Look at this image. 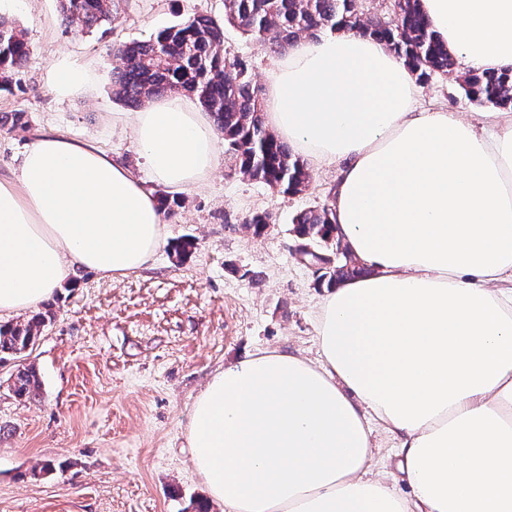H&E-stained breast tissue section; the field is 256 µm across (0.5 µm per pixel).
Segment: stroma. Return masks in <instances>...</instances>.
I'll list each match as a JSON object with an SVG mask.
<instances>
[{"instance_id":"obj_1","label":"stroma","mask_w":512,"mask_h":512,"mask_svg":"<svg viewBox=\"0 0 512 512\" xmlns=\"http://www.w3.org/2000/svg\"><path fill=\"white\" fill-rule=\"evenodd\" d=\"M197 14L223 20L224 0H121L111 22L92 28L65 26L57 0H0V15L24 29L30 49L0 84V114L26 118L0 126V176L44 134L93 143L145 176L138 147L112 122L134 109L112 95L110 52ZM224 47L248 61L253 84L265 90L280 49L229 26ZM63 60L90 70L93 83L58 93L51 73ZM420 105L481 121V107L461 97L452 74L421 85ZM308 170L306 189L287 195L240 174L222 153L217 170L165 217L164 243L145 268L116 279L82 270L56 291V317L22 359L37 373L38 397H17L13 363L0 366V512H185L207 497L187 446L198 393L258 351L318 357L316 314L327 289L294 257L291 220L332 201L339 167ZM264 210L274 222L257 236L244 220ZM187 236L195 249L177 260L171 247ZM374 443V471L408 495L399 438L379 429Z\"/></svg>"}]
</instances>
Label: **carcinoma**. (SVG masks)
Instances as JSON below:
<instances>
[{
  "label": "carcinoma",
  "instance_id": "obj_1",
  "mask_svg": "<svg viewBox=\"0 0 512 512\" xmlns=\"http://www.w3.org/2000/svg\"><path fill=\"white\" fill-rule=\"evenodd\" d=\"M70 24L86 28L112 20L115 0H58ZM419 0H391L394 23L375 24L357 0H224V22L193 16L164 28L149 40L118 45L114 50L112 92L134 106L155 95L188 92L209 113L224 136L242 174L284 194L295 195L309 182L304 161L265 126L258 91L251 84L246 61L224 48V27L237 28L251 40L292 47L301 39L314 41L322 31L349 30L376 37L400 58L418 82L457 73L459 90L469 102L499 110L512 109V69L499 72H458L455 58L435 38L420 12ZM29 55L24 30L0 20V71L21 65ZM273 223L267 211L255 212L244 224L259 233ZM303 243L327 245L334 239L333 211L328 203L298 212L291 221ZM366 269L347 250L319 278L327 287L361 276ZM52 311L24 323L0 324V363L21 359L31 349ZM40 383L35 370L17 367L13 391L34 398Z\"/></svg>",
  "mask_w": 512,
  "mask_h": 512
}]
</instances>
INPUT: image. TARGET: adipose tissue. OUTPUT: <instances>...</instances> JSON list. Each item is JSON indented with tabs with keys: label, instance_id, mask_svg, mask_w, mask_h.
I'll return each mask as SVG.
<instances>
[{
	"label": "adipose tissue",
	"instance_id": "adipose-tissue-1",
	"mask_svg": "<svg viewBox=\"0 0 512 512\" xmlns=\"http://www.w3.org/2000/svg\"><path fill=\"white\" fill-rule=\"evenodd\" d=\"M461 70L512 66V0H420ZM264 117L342 163L336 235L367 270L319 305L320 362L282 351L218 372L188 445L224 512H512V114L419 109L404 62L340 31L267 74ZM139 177L92 143L42 135L0 178V318L80 270H140L164 241L151 189L181 192L221 140L183 94L130 120ZM401 434L411 497L373 475L372 422Z\"/></svg>",
	"mask_w": 512,
	"mask_h": 512
}]
</instances>
